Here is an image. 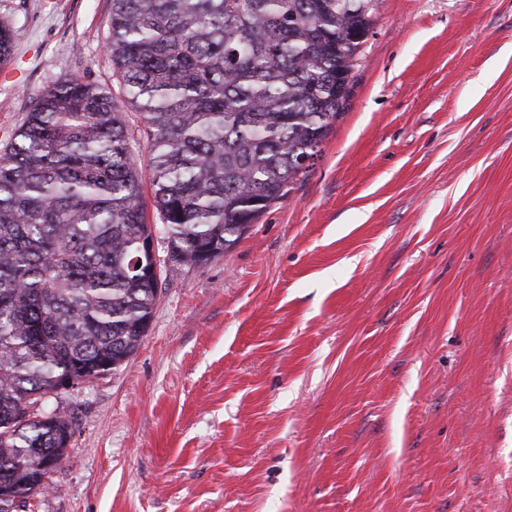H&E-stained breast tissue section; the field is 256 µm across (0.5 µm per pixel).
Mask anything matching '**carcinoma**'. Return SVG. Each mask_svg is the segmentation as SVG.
<instances>
[{"label":"carcinoma","instance_id":"1","mask_svg":"<svg viewBox=\"0 0 512 512\" xmlns=\"http://www.w3.org/2000/svg\"><path fill=\"white\" fill-rule=\"evenodd\" d=\"M379 0H112L106 52L127 98L78 77L45 87L0 148V475L44 492L67 414L42 401L119 369L147 335L164 264L202 267L285 196L347 106ZM13 33L0 26V64ZM151 145L149 222L127 110Z\"/></svg>","mask_w":512,"mask_h":512}]
</instances>
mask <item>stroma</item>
Segmentation results:
<instances>
[{
	"label": "stroma",
	"instance_id": "stroma-1",
	"mask_svg": "<svg viewBox=\"0 0 512 512\" xmlns=\"http://www.w3.org/2000/svg\"><path fill=\"white\" fill-rule=\"evenodd\" d=\"M111 6L0 0V146L58 80L123 97ZM351 81L286 197L48 398L34 512H512V0H380Z\"/></svg>",
	"mask_w": 512,
	"mask_h": 512
}]
</instances>
